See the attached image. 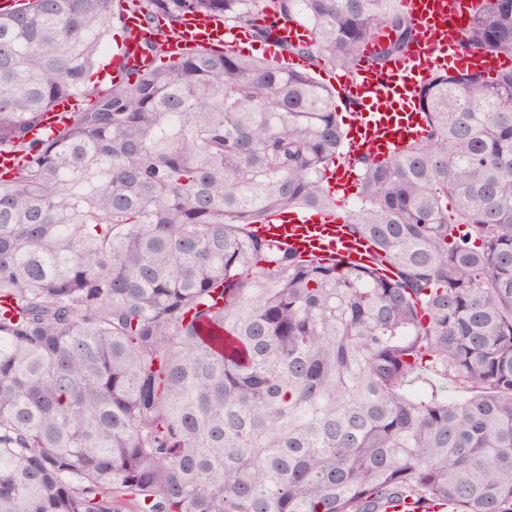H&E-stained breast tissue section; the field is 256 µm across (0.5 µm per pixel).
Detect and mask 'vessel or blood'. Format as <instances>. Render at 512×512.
<instances>
[{
	"instance_id": "1",
	"label": "vessel or blood",
	"mask_w": 512,
	"mask_h": 512,
	"mask_svg": "<svg viewBox=\"0 0 512 512\" xmlns=\"http://www.w3.org/2000/svg\"><path fill=\"white\" fill-rule=\"evenodd\" d=\"M398 3L416 25V39L409 49L385 69L377 70L367 63L375 46L364 44L354 74L336 76L337 93L358 104L348 139V148L354 154L387 157L419 140L425 118L418 106L417 92L431 72L468 71L489 77L512 66V59L507 57L464 54L453 40V33L465 29L477 0H398ZM123 24L126 36L112 50V70L116 73L126 63L139 59L143 37L136 16L125 15ZM307 35L302 26L287 27L274 40L265 42L263 53L270 62L283 64L282 44L299 42ZM251 45L248 29L230 31L225 29L222 18L189 15L182 20L177 38L167 49L171 58L178 59L199 46L245 53ZM345 223L340 213L324 215L297 209L267 216L259 230L276 243L304 254L333 256L351 265L369 264L370 243L350 235Z\"/></svg>"
}]
</instances>
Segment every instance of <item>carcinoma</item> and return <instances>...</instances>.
Masks as SVG:
<instances>
[{
    "label": "carcinoma",
    "instance_id": "obj_1",
    "mask_svg": "<svg viewBox=\"0 0 512 512\" xmlns=\"http://www.w3.org/2000/svg\"><path fill=\"white\" fill-rule=\"evenodd\" d=\"M150 31L92 81L127 13ZM378 70L416 37L393 0H22L0 10V512H512V67L433 73L420 140L350 156L309 72L198 48L188 14ZM467 54L512 56V0ZM80 100L42 137L46 112ZM349 267L253 226L334 206ZM431 372L474 394L412 383ZM307 35L308 31L301 25H289L286 29H281L274 40L264 43L263 53L270 62L276 65L288 64V57L283 55L281 45L283 43H297L306 39Z\"/></svg>",
    "mask_w": 512,
    "mask_h": 512
}]
</instances>
